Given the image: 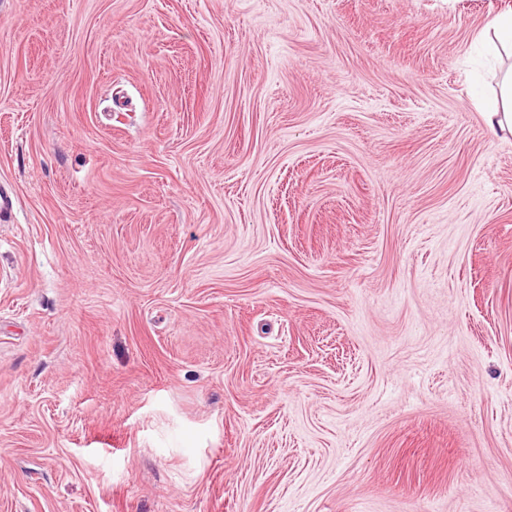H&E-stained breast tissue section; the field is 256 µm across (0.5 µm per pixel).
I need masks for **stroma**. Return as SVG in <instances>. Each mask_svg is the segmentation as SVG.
I'll use <instances>...</instances> for the list:
<instances>
[{
	"label": "stroma",
	"instance_id": "obj_1",
	"mask_svg": "<svg viewBox=\"0 0 512 512\" xmlns=\"http://www.w3.org/2000/svg\"><path fill=\"white\" fill-rule=\"evenodd\" d=\"M512 0H0V512H512ZM479 38L485 43L491 54L499 55L505 52L512 56V11L496 16L492 20L489 30L481 33ZM482 115L493 136L512 133V68L501 78L495 94L485 101Z\"/></svg>",
	"mask_w": 512,
	"mask_h": 512
}]
</instances>
